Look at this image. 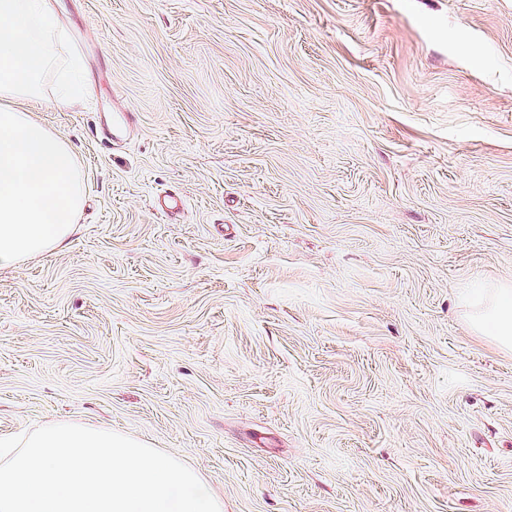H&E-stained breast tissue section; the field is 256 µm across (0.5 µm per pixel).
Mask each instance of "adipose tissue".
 Masks as SVG:
<instances>
[{"mask_svg": "<svg viewBox=\"0 0 512 512\" xmlns=\"http://www.w3.org/2000/svg\"><path fill=\"white\" fill-rule=\"evenodd\" d=\"M473 330L512 348V282L499 281L484 289L471 315Z\"/></svg>", "mask_w": 512, "mask_h": 512, "instance_id": "1", "label": "adipose tissue"}]
</instances>
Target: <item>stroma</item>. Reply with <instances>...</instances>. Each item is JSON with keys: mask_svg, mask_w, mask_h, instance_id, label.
<instances>
[{"mask_svg": "<svg viewBox=\"0 0 512 512\" xmlns=\"http://www.w3.org/2000/svg\"><path fill=\"white\" fill-rule=\"evenodd\" d=\"M53 2L86 97L28 110L85 204L0 270V436L143 440L224 512H512L469 322L512 280V0Z\"/></svg>", "mask_w": 512, "mask_h": 512, "instance_id": "1", "label": "stroma"}]
</instances>
